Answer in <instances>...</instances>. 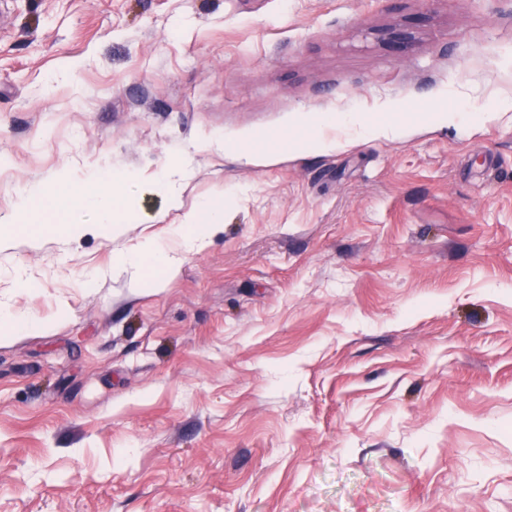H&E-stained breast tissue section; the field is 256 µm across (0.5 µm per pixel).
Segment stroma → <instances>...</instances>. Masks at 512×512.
<instances>
[{
  "instance_id": "obj_1",
  "label": "stroma",
  "mask_w": 512,
  "mask_h": 512,
  "mask_svg": "<svg viewBox=\"0 0 512 512\" xmlns=\"http://www.w3.org/2000/svg\"><path fill=\"white\" fill-rule=\"evenodd\" d=\"M182 161L223 227L161 284L136 182L0 249V512H512V0H0V210ZM133 176L123 172H108L104 175L90 174L85 183L74 186L69 178H63L54 186L33 184L25 188L16 203L9 210H0V224L6 230L0 244L12 235L13 227H20L29 237H37L41 231V221L46 212L66 217L74 237L81 236L87 225L96 226L100 231L119 234L122 224L130 223L134 218L127 204L124 189ZM91 211L94 224H85L77 218L78 214ZM117 266L150 267L172 275L180 266L176 252L163 244L162 239L145 237L116 254ZM43 322L35 317L18 320L9 310H0V334L2 336H18L38 330Z\"/></svg>"
}]
</instances>
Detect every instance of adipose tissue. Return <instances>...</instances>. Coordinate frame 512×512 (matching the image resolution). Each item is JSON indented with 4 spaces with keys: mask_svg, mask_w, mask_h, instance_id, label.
Masks as SVG:
<instances>
[{
    "mask_svg": "<svg viewBox=\"0 0 512 512\" xmlns=\"http://www.w3.org/2000/svg\"><path fill=\"white\" fill-rule=\"evenodd\" d=\"M129 174L109 172L103 175L90 174L82 186H74L69 179H61L53 186L33 184L25 188L9 210H0V224L18 227L31 237L38 236L45 213H53L74 220L73 236H81L86 230L85 222L79 221L82 212L94 215L98 230L117 234L123 224L134 218L124 190L130 182ZM152 185L167 197L169 209L182 210L180 224L172 231L173 237L182 239L201 249L208 245L212 235L219 230L224 214L223 198L203 203L197 208L183 210L181 198L168 182L167 170L158 171ZM114 262L119 266L150 267L170 275L177 271L180 260L175 251L156 237H146L116 254Z\"/></svg>",
    "mask_w": 512,
    "mask_h": 512,
    "instance_id": "obj_1",
    "label": "adipose tissue"
}]
</instances>
